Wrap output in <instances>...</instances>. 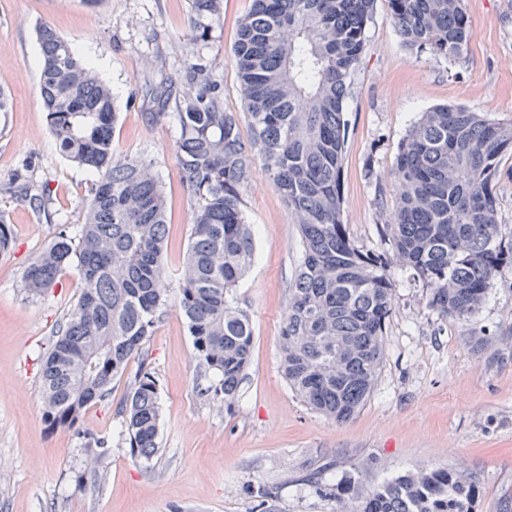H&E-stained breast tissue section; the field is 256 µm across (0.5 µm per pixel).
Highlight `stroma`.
Listing matches in <instances>:
<instances>
[{
  "instance_id": "1",
  "label": "stroma",
  "mask_w": 512,
  "mask_h": 512,
  "mask_svg": "<svg viewBox=\"0 0 512 512\" xmlns=\"http://www.w3.org/2000/svg\"><path fill=\"white\" fill-rule=\"evenodd\" d=\"M201 46L218 80L225 112L240 116L242 87L232 47L252 0H223ZM474 35L463 57L436 61L406 47L387 0H375L366 47L344 114L343 220L366 251L384 250L380 227L399 192L393 164L421 112L443 103L512 122V0H465ZM193 0H0V211L12 227V251L0 256V512H335L321 486L370 464L369 479L419 466H448L470 477L477 512H512V266L501 269L472 321L444 320L426 306L409 271L392 265L393 314L386 358L374 391L349 421L311 411L278 369V340L301 245L272 176L255 163L243 211L256 236V258L235 295L251 315L252 361L232 408L199 394L195 351L178 310L169 309L127 371L147 366L159 383L160 453L131 459L120 413L129 386L112 384L109 401L90 405L78 429L49 426L43 416L38 356L79 294L73 271L44 297L22 289L26 267L58 225L83 221L92 173L60 152L40 91L36 28L51 25L110 85L119 120L114 144L150 161L168 206L163 286L176 290L190 234L191 198L182 183L174 123L155 125L149 83L178 80ZM376 170L380 180L368 172ZM46 188L36 212L13 185ZM484 336L474 346L472 335ZM102 441L105 481L85 466Z\"/></svg>"
}]
</instances>
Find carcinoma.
<instances>
[{
    "instance_id": "carcinoma-1",
    "label": "carcinoma",
    "mask_w": 512,
    "mask_h": 512,
    "mask_svg": "<svg viewBox=\"0 0 512 512\" xmlns=\"http://www.w3.org/2000/svg\"><path fill=\"white\" fill-rule=\"evenodd\" d=\"M374 0H253L233 52L251 129L224 112L220 85L194 62L223 0H195L189 59L177 84L153 89V124L173 117L176 154L192 196V222L180 288H158L165 274L166 201L152 164L114 148L110 87L71 44L39 28L40 94L60 152L94 174L83 223L58 227L25 270L23 288L41 297L65 270L81 289L40 356L45 419L74 429L83 411L107 400L171 307L183 315L198 359L199 393L231 408L248 369L254 331L234 289L253 264L255 239L242 191L259 160L295 217L302 260L288 288L279 337V370L312 411L343 422L364 405L385 358L396 261L426 289V305L446 319L468 320L482 307L499 271L512 266V244L499 239L497 184L512 158V123L461 105L421 114L402 139L394 174L400 190L394 221L383 225L388 249H360L342 221L345 102L365 49ZM410 49L435 60L467 51L473 25L464 0H388ZM17 199L44 209L32 185ZM130 456L159 452L158 382L139 368L121 409ZM336 512H476V488L446 466L407 472L370 489L349 476L331 488Z\"/></svg>"
}]
</instances>
